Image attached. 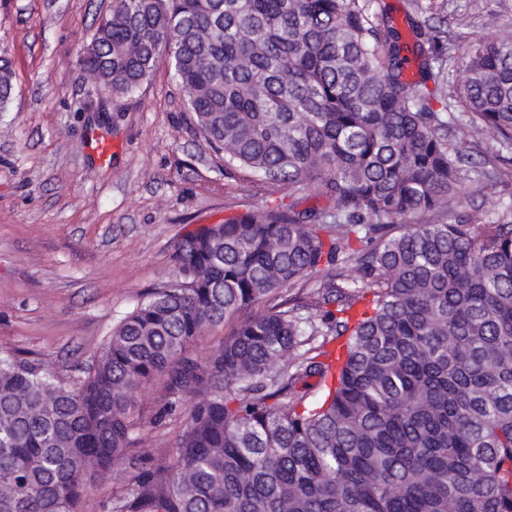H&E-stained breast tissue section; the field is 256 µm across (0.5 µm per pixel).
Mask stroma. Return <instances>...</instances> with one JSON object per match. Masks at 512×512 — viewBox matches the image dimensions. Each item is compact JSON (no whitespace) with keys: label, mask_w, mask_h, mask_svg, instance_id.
Returning <instances> with one entry per match:
<instances>
[{"label":"stroma","mask_w":512,"mask_h":512,"mask_svg":"<svg viewBox=\"0 0 512 512\" xmlns=\"http://www.w3.org/2000/svg\"><path fill=\"white\" fill-rule=\"evenodd\" d=\"M112 0H0V50L14 92L0 113V351L43 360L60 376L85 377L114 327L172 269L178 240L247 206L288 204L287 190L224 169L200 136L187 95L161 64L130 95L95 90L79 56ZM512 27V0H448V58L455 81L468 35L485 20ZM112 137L100 163L92 131ZM467 147L487 178L464 181L447 223L495 220L512 200V152L482 133ZM163 381L138 395L132 453L161 458L182 425L153 417ZM130 491L127 472L98 483L78 512H109Z\"/></svg>","instance_id":"stroma-1"}]
</instances>
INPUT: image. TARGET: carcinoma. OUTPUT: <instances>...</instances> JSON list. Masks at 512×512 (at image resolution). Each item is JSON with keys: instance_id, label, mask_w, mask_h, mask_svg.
I'll return each instance as SVG.
<instances>
[{"instance_id": "obj_1", "label": "carcinoma", "mask_w": 512, "mask_h": 512, "mask_svg": "<svg viewBox=\"0 0 512 512\" xmlns=\"http://www.w3.org/2000/svg\"><path fill=\"white\" fill-rule=\"evenodd\" d=\"M418 6L405 42L384 0H113L81 58L97 89L170 61L226 168L317 187L334 220L293 202L185 234L83 379L0 353V512H77L126 458L113 512H512V203L417 221L485 174L457 133L512 150V34L472 38L452 89L438 6ZM12 94L1 57L0 112ZM156 379L155 423L185 421L155 463L128 454ZM224 328H216L205 332L198 337L193 345L194 353L200 358H205L213 349L224 342V334H227Z\"/></svg>"}]
</instances>
